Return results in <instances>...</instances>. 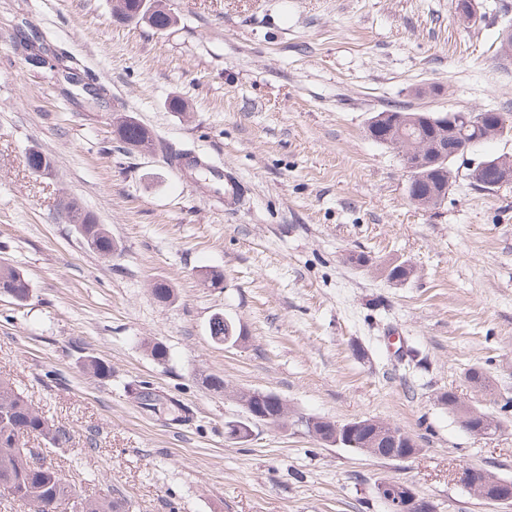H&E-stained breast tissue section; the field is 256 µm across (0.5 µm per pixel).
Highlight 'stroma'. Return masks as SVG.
I'll return each instance as SVG.
<instances>
[{
  "label": "stroma",
  "instance_id": "obj_1",
  "mask_svg": "<svg viewBox=\"0 0 512 512\" xmlns=\"http://www.w3.org/2000/svg\"><path fill=\"white\" fill-rule=\"evenodd\" d=\"M453 2L166 0L177 21L157 31L119 22L111 0H0V261L30 284L23 303L0 292V377L69 433L49 455L78 494L124 498L130 512H387L375 485L391 479L436 512H512L454 478L471 466L512 480V185L481 191L467 177L512 155V135L457 159L447 198L423 210L397 151L367 132L393 105L512 121V62L496 55L512 0H477L472 25ZM32 35L75 58L102 102L28 65ZM427 86L437 95L416 97ZM116 113L150 130L152 152L122 147ZM32 147L53 158L52 177L24 167ZM174 150L234 170L236 210L197 174L178 179ZM72 199L109 229L112 258L59 219ZM400 263L411 276L387 279ZM203 269L222 286L203 287ZM156 281L173 301L154 299ZM217 313L245 343L211 340ZM146 337L166 361L146 355ZM91 358L110 375L89 374ZM140 384L180 413L144 408ZM235 390L339 424L380 419L420 451L374 458L299 425L236 442ZM448 392L500 430L471 435Z\"/></svg>",
  "mask_w": 512,
  "mask_h": 512
}]
</instances>
